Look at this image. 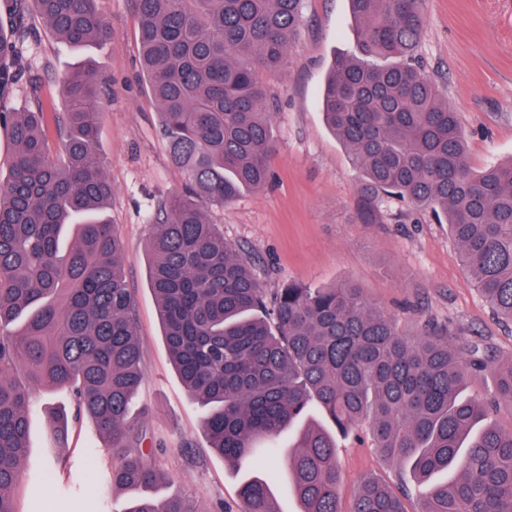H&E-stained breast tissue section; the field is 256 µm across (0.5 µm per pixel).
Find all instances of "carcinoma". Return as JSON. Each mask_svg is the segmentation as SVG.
<instances>
[{
    "mask_svg": "<svg viewBox=\"0 0 512 512\" xmlns=\"http://www.w3.org/2000/svg\"><path fill=\"white\" fill-rule=\"evenodd\" d=\"M13 36L0 30V126L15 147L0 183V512H16L25 479L32 400L67 389L74 417H91L112 450L117 490L164 478L128 420L143 380L134 296L123 242L95 215L112 195L97 151L108 83L92 65L61 78L63 159H50L34 104L3 102L22 70L16 38L30 9L64 44L112 40L97 0H7ZM305 0H135L144 76L186 191L162 205L147 249L172 363L205 408L210 447L242 461L275 442L317 399L346 434L368 424L376 446L427 484L419 512H512V430L487 422L512 407V362L482 342L459 344L430 321L415 333L350 282L290 284L270 296L206 211L259 190L275 150L267 92L251 64L280 69L300 34ZM359 55L337 59L324 115L363 172L362 192L443 215L460 262L497 319L512 324V160L470 167L458 112L417 66L421 0H350ZM378 59H391L388 66ZM489 373V400L462 397ZM300 512H340L336 440L309 427L285 457ZM454 470L451 481L430 482ZM240 512H274L260 478L238 490ZM126 512H207L179 497H137ZM351 512H405L375 479Z\"/></svg>",
    "mask_w": 512,
    "mask_h": 512,
    "instance_id": "cac0c4a2",
    "label": "carcinoma"
}]
</instances>
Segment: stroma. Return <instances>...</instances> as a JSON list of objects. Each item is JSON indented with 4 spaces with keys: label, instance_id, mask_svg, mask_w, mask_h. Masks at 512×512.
<instances>
[{
    "label": "stroma",
    "instance_id": "35a3bbf8",
    "mask_svg": "<svg viewBox=\"0 0 512 512\" xmlns=\"http://www.w3.org/2000/svg\"><path fill=\"white\" fill-rule=\"evenodd\" d=\"M97 6L112 25L111 42L73 49L37 20L22 52L27 71L41 82L52 158L62 152L56 125L64 101L61 75L89 62L112 84L97 117V149L112 186L107 216L124 243L122 262L142 351L144 379L128 418L143 428V445L165 474L154 494L188 495L207 506L220 502L224 512H234L241 484L259 477L270 487L276 512H299L281 455L261 451L235 463L210 448L201 428L203 410L171 365L149 285L147 242L159 206L182 190L187 176L171 161L140 74L134 0H98ZM422 8L425 30L417 58L425 77L459 113L470 165L480 169L511 158L512 0H423ZM359 37L349 0H307L300 36L284 67L258 73L278 141L270 181L229 204L209 205L208 218L250 260L268 292L291 283L329 288L351 282L397 316L405 331H416L430 318L448 325L455 342L479 335L492 357L512 361V327L498 323L474 288L447 225L399 199L363 195L362 171L323 119L327 73L335 59L355 54ZM71 406L64 389L35 398L19 512H125L134 493L113 490L107 478L112 453L90 418L74 420L67 449L51 454L50 411ZM305 419L336 437L341 512H350L368 475L393 490L408 482L405 507L418 512L417 482L381 455L367 431L337 434L316 403Z\"/></svg>",
    "mask_w": 512,
    "mask_h": 512
}]
</instances>
